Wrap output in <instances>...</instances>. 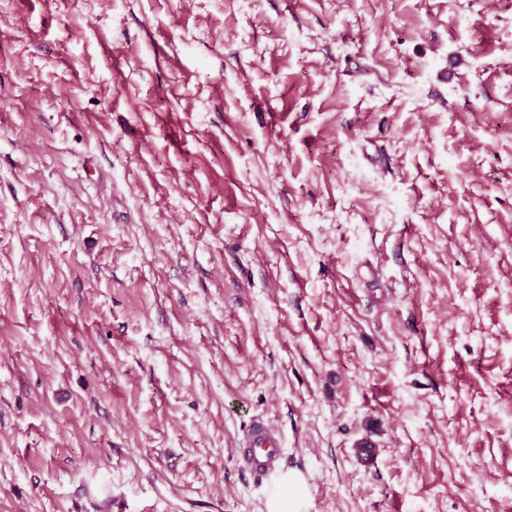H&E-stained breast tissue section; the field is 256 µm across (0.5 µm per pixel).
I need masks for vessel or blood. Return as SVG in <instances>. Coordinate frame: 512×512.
I'll return each instance as SVG.
<instances>
[{
  "instance_id": "b4317fda",
  "label": "vessel or blood",
  "mask_w": 512,
  "mask_h": 512,
  "mask_svg": "<svg viewBox=\"0 0 512 512\" xmlns=\"http://www.w3.org/2000/svg\"><path fill=\"white\" fill-rule=\"evenodd\" d=\"M284 461L285 438L281 431L269 422L254 421L239 444V466L255 478L271 482Z\"/></svg>"
}]
</instances>
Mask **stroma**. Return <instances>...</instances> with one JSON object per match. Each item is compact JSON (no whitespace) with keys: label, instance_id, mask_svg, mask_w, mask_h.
<instances>
[{"label":"stroma","instance_id":"obj_1","mask_svg":"<svg viewBox=\"0 0 512 512\" xmlns=\"http://www.w3.org/2000/svg\"><path fill=\"white\" fill-rule=\"evenodd\" d=\"M257 419L512 512V0H0V512H265Z\"/></svg>","mask_w":512,"mask_h":512}]
</instances>
